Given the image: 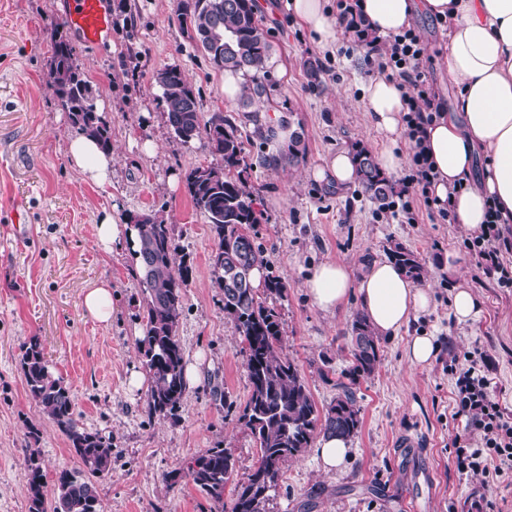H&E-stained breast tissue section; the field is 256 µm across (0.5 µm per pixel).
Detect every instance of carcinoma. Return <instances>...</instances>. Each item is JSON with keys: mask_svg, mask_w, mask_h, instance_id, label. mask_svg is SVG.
Here are the masks:
<instances>
[{"mask_svg": "<svg viewBox=\"0 0 512 512\" xmlns=\"http://www.w3.org/2000/svg\"><path fill=\"white\" fill-rule=\"evenodd\" d=\"M176 20L182 31H192L189 38L217 68L242 73L241 108L250 113L257 129L264 130L265 140H275L274 126L261 121V108L257 107L270 95L265 76L272 45L257 19L255 0H180ZM155 81L162 90L167 123L175 138L189 143L204 135L219 158L217 164L188 170L185 184L194 206L208 219L215 241L212 273L224 291V314L233 321L241 339L250 385L240 420L260 450L254 470L246 481L234 484L227 502L224 488L234 474L231 453L209 448L187 470L195 486L214 502V512H267L285 463L317 434L355 437L361 428L360 407L354 392L345 388L325 412L318 410L297 364L283 351L279 314L268 305L285 297V283L271 275L263 293L252 286L253 269L266 264L263 250L251 234L263 213L255 208L256 196L242 168L238 127L220 114L201 122L197 96L179 68L160 70ZM49 86L77 132L111 150L109 124L97 112L89 84L75 64L69 38L59 30L54 38ZM304 155L302 134L296 132L288 143V162L297 163ZM354 155L356 180L380 208H386L393 193L391 181L366 148L355 146ZM133 221L145 319L140 353L152 380L148 410L175 418L186 394V350L178 328L192 263L176 242L172 225L157 214L136 215ZM389 257L414 282L423 280L424 266L414 252L398 245ZM350 358L348 373L355 379L372 375L380 362V339L361 313L351 324ZM20 367L29 395L65 436L82 464L80 470L59 471L53 498H48L38 448L40 432L31 428L30 448L26 449L29 512H101L94 479L112 471V439L85 428L76 418L70 391L50 372L38 338L23 346Z\"/></svg>", "mask_w": 512, "mask_h": 512, "instance_id": "carcinoma-1", "label": "carcinoma"}]
</instances>
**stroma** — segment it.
<instances>
[{"label":"stroma","mask_w":512,"mask_h":512,"mask_svg":"<svg viewBox=\"0 0 512 512\" xmlns=\"http://www.w3.org/2000/svg\"><path fill=\"white\" fill-rule=\"evenodd\" d=\"M112 39L99 50L75 44L74 55L98 112L109 122L112 178L100 186L72 166L66 144L77 131L48 86L55 31H67L63 0H0V512H28L24 492L30 428L41 432L47 483L59 470L79 467L66 438L30 397L20 369L21 348L39 337L54 376L70 390L77 418L112 440V471L96 482L103 512H211L212 501L189 477L167 485L165 473L185 468L207 449H227L235 480H245L259 450L240 418L249 397L241 343L224 314V295L211 271L214 240L194 207L185 173L215 163L206 137L181 143L171 132L156 72L179 67L194 89L203 119L223 114L243 135L248 182L264 215L255 231L267 272L287 286L275 304L284 348L298 365L318 409L354 385L361 428L340 469L323 471L314 448H305L281 473L270 512H479L494 501L512 512V473L463 472L454 440L481 445L455 409L451 367L486 358L485 374L504 411L512 416V288L497 285L475 266L465 247L469 234L456 224L420 216L401 224L379 215L357 184L342 191L315 172L333 152L361 144L376 151L380 138L361 110L363 91L377 69L356 38L342 33L336 49L323 50L300 27L287 0H256L257 17L273 45L264 107L271 120L285 117L302 132V162H288L284 143H266L238 102L224 97V73L197 50L176 20L178 0H110ZM415 30L428 52L424 66L441 107L448 85V40L442 24L417 18ZM320 65L317 82L306 68ZM157 145L145 155L144 141ZM122 214L153 211L172 224L194 260L178 334L187 363L200 370L187 387L177 418L150 414L147 392L128 386L142 370L144 336L138 265L123 250L105 253L96 228L103 208ZM27 217L25 238L14 235L11 209ZM403 245L426 268L433 291L430 310L407 330L381 341L371 376L351 382L349 333L359 311L349 301L335 315L316 309L303 280L309 268L330 259L361 272L366 261ZM457 254L461 266L448 270ZM112 281L115 314L104 325L82 306L99 279ZM466 283L480 300L468 323L456 321L449 297ZM435 336L438 353L411 367L404 346L412 334ZM220 376L232 409L217 405L208 387ZM408 446H400V439Z\"/></svg>","instance_id":"stroma-1"}]
</instances>
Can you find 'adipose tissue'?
I'll use <instances>...</instances> for the list:
<instances>
[{"label": "adipose tissue", "instance_id": "obj_1", "mask_svg": "<svg viewBox=\"0 0 512 512\" xmlns=\"http://www.w3.org/2000/svg\"><path fill=\"white\" fill-rule=\"evenodd\" d=\"M291 8L322 48H336L341 27L326 0H291ZM359 11L381 36L409 29L422 14L447 22L448 81L456 95L453 111L426 126L421 140L435 173L431 193L450 200L455 223L467 232H481L491 221L512 224V0H359ZM362 108L382 138L378 167L385 175H398L408 162L399 148L407 107L396 82L370 81ZM67 153L92 182L109 180L112 155L95 139L77 135ZM97 241L108 252L136 248L133 228L116 212L103 214ZM303 286L326 313L356 300L376 334L385 338L397 336L431 305L428 288L386 258L358 274L347 263L323 261Z\"/></svg>", "mask_w": 512, "mask_h": 512}]
</instances>
